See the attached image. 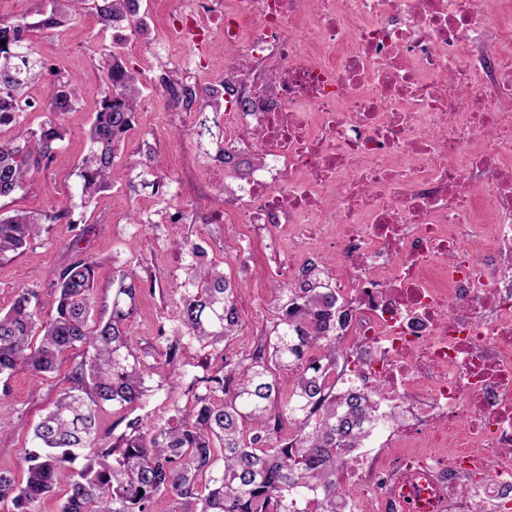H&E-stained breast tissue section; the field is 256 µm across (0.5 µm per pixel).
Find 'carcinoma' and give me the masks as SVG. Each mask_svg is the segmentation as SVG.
Segmentation results:
<instances>
[{"label":"carcinoma","mask_w":512,"mask_h":512,"mask_svg":"<svg viewBox=\"0 0 512 512\" xmlns=\"http://www.w3.org/2000/svg\"><path fill=\"white\" fill-rule=\"evenodd\" d=\"M89 1L96 3L105 27L130 21L139 12L138 0H56L64 7L43 14L37 26L60 27ZM2 39L0 112L13 102L28 106L23 91L44 67L31 45L20 43V26L0 23ZM110 58L108 90L88 132L90 151L79 166L80 199L86 205L121 176L115 158L134 126L141 96L136 72L121 56ZM169 90L187 102L221 98L189 86L171 85ZM78 98L76 81L52 85L46 103L50 117L29 132L31 141L22 147L0 141V198L51 162L65 132L57 115L73 110ZM60 219L56 213L0 217V258L25 248L41 225ZM175 246L190 261L166 359L176 363L185 350L197 347L209 350L220 365L191 379V403L173 405L174 415L150 426L138 417L128 420L107 448L97 447L99 406L134 410L162 388L146 385L151 353L137 347L126 330L143 288L136 270L120 271L111 314L92 325L98 262L79 249L53 273L51 320H40V298L24 288L12 307L0 312V378L20 368L50 373L64 352L78 346L86 350L71 372V386L33 429L40 451L27 458L25 480L0 469V502L11 500L14 512H37L36 505L82 456L86 464L70 475L61 512H154L153 503L162 499L170 501L169 512H343L354 492L338 483L336 472L346 455L372 436L377 417L368 395L338 396L328 382L337 365L336 344L329 339L336 289L307 282L301 288L276 285L273 296L282 316L260 338L258 351L235 359L227 345L239 328L240 289L224 269L204 260L198 244L185 239ZM285 376L291 382L286 396L281 390ZM278 410L293 417V434L267 430Z\"/></svg>","instance_id":"obj_1"}]
</instances>
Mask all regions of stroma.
I'll return each mask as SVG.
<instances>
[{
    "mask_svg": "<svg viewBox=\"0 0 512 512\" xmlns=\"http://www.w3.org/2000/svg\"><path fill=\"white\" fill-rule=\"evenodd\" d=\"M185 6L186 0H139L143 25L124 21L109 28L99 23L94 8L89 7L63 27L42 30L36 23L40 11L50 9L51 0H0V22L24 27L26 39L46 63L42 77L27 88V95L43 97L61 74L76 77L80 89L75 108L59 118L66 135L49 166L0 199V214L6 216L17 211H53L61 216L58 223L44 225L40 236L21 254L0 260V310L9 309L20 289L46 293L53 271L70 261L75 254L73 244L82 235L99 264L98 315H109L112 310L113 275L130 266L143 270L146 283L126 330L141 347L155 351L151 362L157 372L151 381L159 389L137 411L146 422L169 417L171 405H185L188 377L204 374L202 352L187 350L175 366L168 365L162 354L159 332L172 330L183 294L186 258L176 249V241L188 237L201 244L209 260L220 263L241 288L240 326L229 346L230 354L245 356L254 333L268 329L275 315L268 275L275 260L264 248L266 230L256 224L200 221L201 216L224 213L217 200L224 179L218 152L224 140L223 126L198 132L196 112L184 111L161 89V77L197 87L224 68L226 51L220 33H213L208 51L197 56L190 36L171 29L170 16ZM111 52L119 53L136 70L143 94L134 127L117 152L120 177L85 206L76 191L78 166L90 147L88 131L106 89L103 59ZM149 199L154 206L148 212L144 203ZM142 212L157 225L148 240L130 222L133 214ZM243 237L251 242L247 261L236 246ZM82 358L78 348L65 353L52 373L19 370L9 379H0V426L7 434L0 469L23 476V458L33 449L26 430L67 388V377Z\"/></svg>",
    "mask_w": 512,
    "mask_h": 512,
    "instance_id": "35a3bbf8",
    "label": "stroma"
}]
</instances>
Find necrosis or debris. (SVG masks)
<instances>
[{
	"instance_id": "necrosis-or-debris-1",
	"label": "necrosis or debris",
	"mask_w": 512,
	"mask_h": 512,
	"mask_svg": "<svg viewBox=\"0 0 512 512\" xmlns=\"http://www.w3.org/2000/svg\"><path fill=\"white\" fill-rule=\"evenodd\" d=\"M220 30L224 216L289 285L334 255L329 379L377 405L349 512H512V0H233Z\"/></svg>"
}]
</instances>
